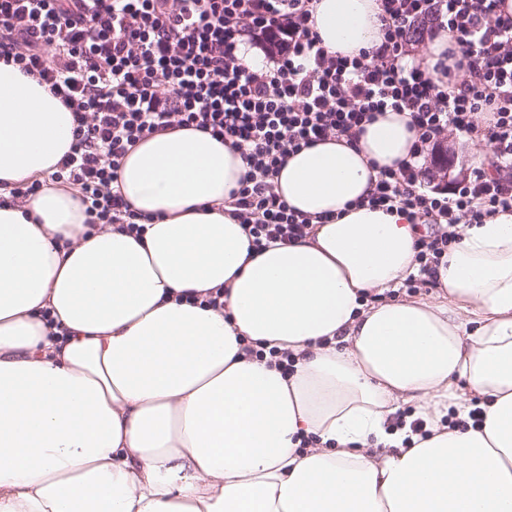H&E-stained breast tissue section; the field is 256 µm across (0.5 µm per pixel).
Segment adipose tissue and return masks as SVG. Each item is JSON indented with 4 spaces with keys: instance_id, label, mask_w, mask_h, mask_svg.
<instances>
[{
    "instance_id": "obj_1",
    "label": "adipose tissue",
    "mask_w": 512,
    "mask_h": 512,
    "mask_svg": "<svg viewBox=\"0 0 512 512\" xmlns=\"http://www.w3.org/2000/svg\"><path fill=\"white\" fill-rule=\"evenodd\" d=\"M312 28L357 55L378 2L314 0ZM408 121L288 156L276 189L314 220L294 243L250 251L242 149L182 128L113 184L143 236L91 231L49 181L71 112L0 62V512H512V212L462 228L434 298H388L417 230L362 200Z\"/></svg>"
}]
</instances>
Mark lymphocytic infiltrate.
<instances>
[{"mask_svg": "<svg viewBox=\"0 0 512 512\" xmlns=\"http://www.w3.org/2000/svg\"><path fill=\"white\" fill-rule=\"evenodd\" d=\"M312 2L0 0V61L72 112L75 147L54 178L80 194L92 229L144 232L110 188L121 161L150 135L193 127L246 146L248 170L230 205L253 246L295 242L310 220L275 189L287 156L355 138L385 110L408 113L410 156L380 172L367 203L431 218L435 232L415 248L421 274L435 277L460 225L512 212V14L502 0H378L383 39L351 57L322 46ZM436 30L451 37L436 65L441 85L409 60ZM248 44L266 49L261 67L245 66ZM453 133L486 143L488 167H472L450 193L422 191L430 151Z\"/></svg>", "mask_w": 512, "mask_h": 512, "instance_id": "lymphocytic-infiltrate-1", "label": "lymphocytic infiltrate"}]
</instances>
